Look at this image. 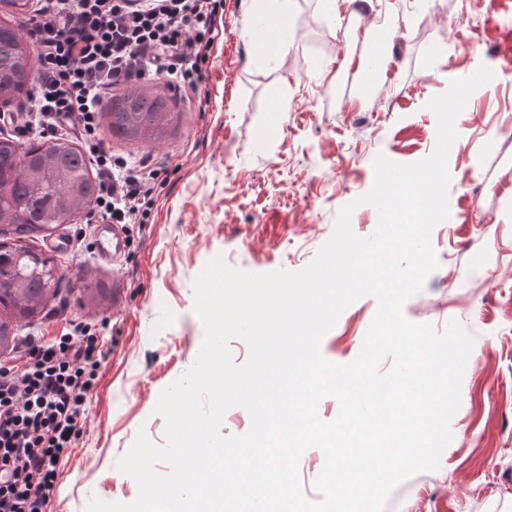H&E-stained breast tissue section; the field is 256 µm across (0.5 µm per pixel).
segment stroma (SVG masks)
Segmentation results:
<instances>
[{
    "label": "stroma",
    "mask_w": 512,
    "mask_h": 512,
    "mask_svg": "<svg viewBox=\"0 0 512 512\" xmlns=\"http://www.w3.org/2000/svg\"><path fill=\"white\" fill-rule=\"evenodd\" d=\"M268 14L267 0H220L196 87H162L172 114L154 142L102 131L113 153L161 171L151 205L124 228L117 266L97 256L101 219L91 206L32 242L60 279L44 309L19 321V336L100 325L106 351L82 432L57 463L51 510L136 499L135 480L115 464L138 432L165 442L154 408L204 342L193 282L206 263L219 256L251 273L300 270L350 203L354 233L372 235L378 213L358 199L373 186L375 156L400 164L429 156L437 122L428 102L490 64L501 83L478 88L457 120L449 217L431 233L437 267L403 304L409 321L441 332L454 320L473 338L453 438L438 468L397 484L383 512H494L496 500L512 512V0H385L334 14L318 0H294L280 67L253 54ZM351 14L367 34L391 35L390 66L368 81L348 74L373 62L351 40ZM88 285L99 296L88 297ZM376 311L371 296L349 305L323 336L322 356L353 361Z\"/></svg>",
    "instance_id": "1"
}]
</instances>
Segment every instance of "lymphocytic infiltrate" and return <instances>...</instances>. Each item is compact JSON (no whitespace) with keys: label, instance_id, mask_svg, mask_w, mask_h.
<instances>
[{"label":"lymphocytic infiltrate","instance_id":"f902f5d3","mask_svg":"<svg viewBox=\"0 0 512 512\" xmlns=\"http://www.w3.org/2000/svg\"><path fill=\"white\" fill-rule=\"evenodd\" d=\"M31 28L38 51L33 98L44 136L76 130L100 174L95 208L131 224L160 175L114 178L123 158L98 138V106L117 85L144 75L195 84L210 50L214 0H52ZM0 366V512H50L57 458L79 436L103 360L95 327L28 340Z\"/></svg>","mask_w":512,"mask_h":512}]
</instances>
